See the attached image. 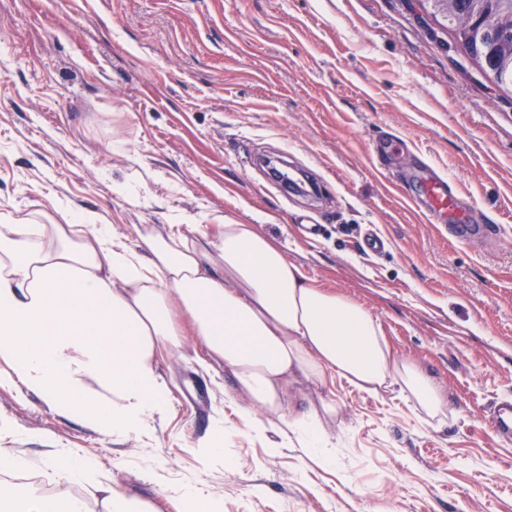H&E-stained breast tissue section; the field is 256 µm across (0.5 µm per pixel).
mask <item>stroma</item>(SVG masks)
<instances>
[{
  "label": "stroma",
  "mask_w": 512,
  "mask_h": 512,
  "mask_svg": "<svg viewBox=\"0 0 512 512\" xmlns=\"http://www.w3.org/2000/svg\"><path fill=\"white\" fill-rule=\"evenodd\" d=\"M414 0H0V222L85 211L138 230L250 224L317 286L376 318L441 389L443 420L390 389L304 386L336 403L323 465L243 424L220 368L164 357L170 406L150 436L114 438L0 386V448L24 450L29 489L48 448H80L97 479L165 512L205 484L221 512H512V442L487 422L512 398V90H500ZM390 141L375 158L377 140ZM316 170L288 201L252 167ZM430 165L484 237H450L408 203ZM314 213L319 235L299 231ZM388 239L373 255L369 231ZM224 436V456L202 447Z\"/></svg>",
  "instance_id": "35a3bbf8"
}]
</instances>
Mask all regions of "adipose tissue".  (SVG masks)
<instances>
[{
  "instance_id": "ef3b65f1",
  "label": "adipose tissue",
  "mask_w": 512,
  "mask_h": 512,
  "mask_svg": "<svg viewBox=\"0 0 512 512\" xmlns=\"http://www.w3.org/2000/svg\"><path fill=\"white\" fill-rule=\"evenodd\" d=\"M190 334L201 364L223 366L248 399L250 431L277 430L316 457L336 405L292 411L302 381L396 387L431 419L445 413L441 391L393 352L367 309L314 285L252 225L213 239L145 233L135 249L86 213L0 224V384L42 395L63 416L81 409L104 434H139L168 409L160 358L182 354ZM45 455L56 493L21 497L1 482L0 512H87L69 488L95 460L77 448Z\"/></svg>"
}]
</instances>
